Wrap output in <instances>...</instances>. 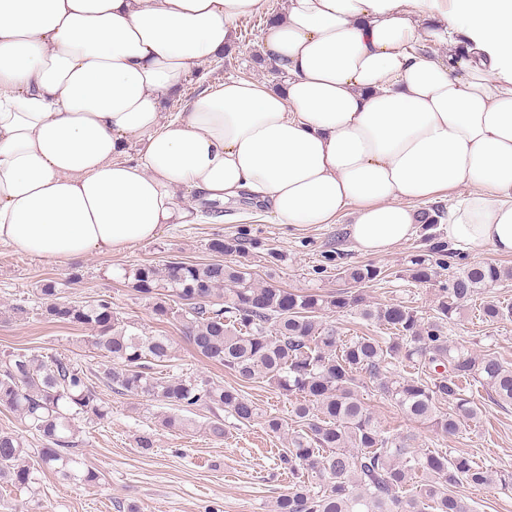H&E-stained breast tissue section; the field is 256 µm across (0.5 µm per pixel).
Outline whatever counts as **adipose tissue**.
<instances>
[{
    "label": "adipose tissue",
    "mask_w": 512,
    "mask_h": 512,
    "mask_svg": "<svg viewBox=\"0 0 512 512\" xmlns=\"http://www.w3.org/2000/svg\"><path fill=\"white\" fill-rule=\"evenodd\" d=\"M436 2L285 0L266 40L284 88L228 77L171 118L266 0H0V244L123 251L195 223L191 191L291 226L346 216L383 255L461 192L444 240L512 255V0Z\"/></svg>",
    "instance_id": "obj_1"
}]
</instances>
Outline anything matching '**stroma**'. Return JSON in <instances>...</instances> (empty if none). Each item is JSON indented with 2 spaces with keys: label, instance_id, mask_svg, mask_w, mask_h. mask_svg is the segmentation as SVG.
I'll return each mask as SVG.
<instances>
[{
  "label": "stroma",
  "instance_id": "stroma-1",
  "mask_svg": "<svg viewBox=\"0 0 512 512\" xmlns=\"http://www.w3.org/2000/svg\"><path fill=\"white\" fill-rule=\"evenodd\" d=\"M283 5L284 0H267L265 13L236 21L231 52L223 62L206 64L200 80L169 97L166 112L185 111L201 86L228 76L278 83L279 75L273 74L270 66L256 63L254 55L265 52L266 19L281 12ZM224 209L221 220L169 224L151 241L63 265L0 245V356L17 349L38 356H64L96 381L98 393L111 408L105 421L78 424L74 452L98 473L97 485L67 484L47 472L30 490L0 487V512H274L276 500L288 490V476L276 460V451L285 442L269 433L262 421L243 425L225 418L224 438L216 441L203 428L210 413L200 409L192 413L195 428L171 432L161 426L154 403L114 393L99 383L104 360L89 342V329L42 315L39 286L44 280L58 282L61 300L82 303L107 298L124 320L134 323L138 333L171 336L179 358L170 374L188 373L231 386L234 378L223 367L198 357L178 323L152 315L148 300L131 288L129 271L146 262L220 259L249 265L260 283L324 294L348 288L344 269L371 261L386 270L387 276L363 286L369 301L398 303L430 317L435 313L436 294L449 273L459 272L473 261L512 267V256L488 250L459 251L451 258L449 270L440 271L430 283L418 284L403 271L410 254L422 248L420 237L371 258L344 237L345 222L296 228L279 223L269 207L239 199L225 203ZM233 238L248 241L246 252L223 257L212 251L215 240ZM490 300L512 303V280L475 295L444 332L450 342L477 352H495L512 364V320L489 323L480 316L482 305ZM17 304L26 306L27 315L13 316L11 308ZM472 391L482 406V420L454 436L408 421L380 395L375 383L360 388L358 394L383 428L412 437L414 447L465 452L487 467L512 471V405L493 403L480 385H473ZM144 433L153 434L156 440L147 454L135 446L136 438ZM458 492L471 512H512V486L474 489L463 485Z\"/></svg>",
  "mask_w": 512,
  "mask_h": 512
}]
</instances>
